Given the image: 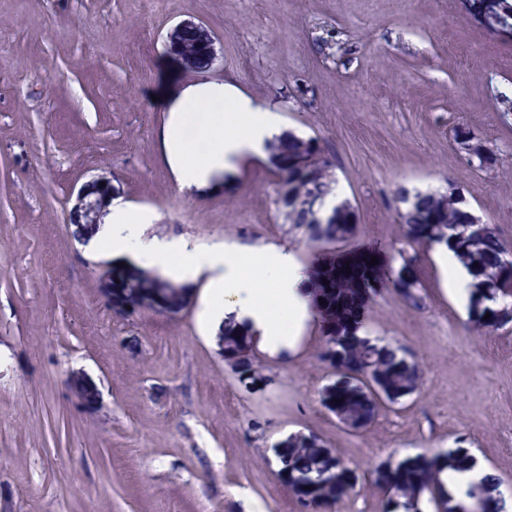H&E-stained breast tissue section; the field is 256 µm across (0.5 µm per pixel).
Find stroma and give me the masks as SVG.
Listing matches in <instances>:
<instances>
[{
  "label": "stroma",
  "instance_id": "stroma-1",
  "mask_svg": "<svg viewBox=\"0 0 512 512\" xmlns=\"http://www.w3.org/2000/svg\"><path fill=\"white\" fill-rule=\"evenodd\" d=\"M193 21L218 60L185 68L169 46ZM236 87L282 129L323 140L355 237L315 246L284 224L267 155H245L181 188L162 146L169 109L194 86ZM512 47L457 0H0V512H301L273 448L317 436L359 483L332 512H383L372 471L386 459L457 445L512 495V323L477 334L434 248L419 247L420 308L386 290L369 304L375 335L421 364L418 392L354 432L320 401L331 370L320 323L296 350H255L247 387L199 311L204 279L167 315L112 312L68 223L91 177L148 211L147 235L199 247L257 241L297 263L357 247L399 264L407 243L398 187L455 188L512 245ZM493 154L469 163L455 132ZM100 393L80 405L71 380Z\"/></svg>",
  "mask_w": 512,
  "mask_h": 512
}]
</instances>
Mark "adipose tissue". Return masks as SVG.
<instances>
[{"label": "adipose tissue", "instance_id": "1", "mask_svg": "<svg viewBox=\"0 0 512 512\" xmlns=\"http://www.w3.org/2000/svg\"><path fill=\"white\" fill-rule=\"evenodd\" d=\"M228 115L235 121L231 131L224 128ZM279 133L274 112L254 106L233 87L198 86L189 88L171 108L163 145L181 187L188 188L204 184L237 157L261 152ZM150 221L148 212L113 199L105 224L89 246L107 245L112 251L131 255L144 267L163 266L165 276L171 279L206 277V297L200 310L203 327L216 332L224 321L231 320L250 330L269 353L293 348L295 339L284 333L274 317V307L286 308L298 325L311 318L313 309L305 285L307 275L290 252L235 241L199 248L184 239L146 240L142 228ZM170 256L177 257V264L165 265ZM259 266L267 271L261 288L246 274L247 268Z\"/></svg>", "mask_w": 512, "mask_h": 512}]
</instances>
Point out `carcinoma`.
<instances>
[{
    "mask_svg": "<svg viewBox=\"0 0 512 512\" xmlns=\"http://www.w3.org/2000/svg\"><path fill=\"white\" fill-rule=\"evenodd\" d=\"M471 16L480 15L489 26L512 27V0H469ZM192 66L205 62L203 47L194 32L181 35ZM276 154L280 171L297 194H307L321 202L335 193L336 176L325 159V148L313 137L284 132L266 142ZM284 223L304 230L310 242L329 245L351 239L357 230L356 214L344 200L336 203V219L314 224L303 211L279 204ZM473 214L452 192L414 191V200L398 213L406 241L416 245H445L468 268L472 277L468 316L472 328L491 332L512 323V272L504 259L508 246L488 224L483 234L472 236L468 226ZM372 254L358 253L349 264L324 261L307 270V282L323 332V362L336 372L354 371L356 376L334 380L321 391V401L354 431L366 430L382 406L370 390L378 386L388 403L395 404L416 393L422 384L419 363L400 345L371 336L366 328V309L387 282L402 299L417 306L418 281L414 273L416 257H402V264L388 267L378 276V266L370 265ZM130 293H169L183 298L186 287L161 277L156 271L134 267V275L122 284ZM490 318H485V314ZM226 353L253 346L250 333L229 322L219 334ZM279 475L304 509L332 507L355 488L359 475L331 449L311 435H289L275 448ZM476 464L469 449L461 446L432 455L418 454L394 462H380L373 470V483L384 493L383 512H471L475 494L483 495L482 512H498L500 479L485 476L478 481H462L459 476Z\"/></svg>",
    "mask_w": 512,
    "mask_h": 512,
    "instance_id": "carcinoma-1",
    "label": "carcinoma"
}]
</instances>
